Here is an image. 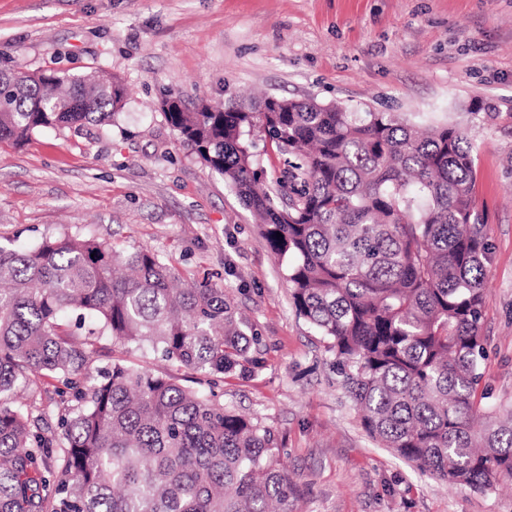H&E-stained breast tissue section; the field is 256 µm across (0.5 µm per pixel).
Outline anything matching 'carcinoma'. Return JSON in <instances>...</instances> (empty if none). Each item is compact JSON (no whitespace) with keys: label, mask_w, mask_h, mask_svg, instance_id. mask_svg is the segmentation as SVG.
I'll return each mask as SVG.
<instances>
[{"label":"carcinoma","mask_w":512,"mask_h":512,"mask_svg":"<svg viewBox=\"0 0 512 512\" xmlns=\"http://www.w3.org/2000/svg\"><path fill=\"white\" fill-rule=\"evenodd\" d=\"M124 98L114 76L0 67V142L107 122ZM160 109L262 226L369 436L476 490L512 477V410L479 392L491 244L466 130L271 96ZM259 139L283 163L272 181ZM104 338L184 378L124 358L94 376ZM259 343L222 286L147 249L0 245V512H295L272 430L214 392Z\"/></svg>","instance_id":"carcinoma-1"}]
</instances>
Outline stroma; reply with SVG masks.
I'll list each match as a JSON object with an SVG mask.
<instances>
[{"label": "stroma", "instance_id": "1", "mask_svg": "<svg viewBox=\"0 0 512 512\" xmlns=\"http://www.w3.org/2000/svg\"><path fill=\"white\" fill-rule=\"evenodd\" d=\"M0 60L102 70L127 90L113 124L0 145V243L32 248L81 233L217 276L261 339L259 368L225 375L218 392L278 436L297 512H512V480L454 485L368 436L333 355L295 313L285 263L158 108L169 94L191 107L254 91L463 125L493 245L482 385L488 405L507 411L512 0H0Z\"/></svg>", "mask_w": 512, "mask_h": 512}]
</instances>
